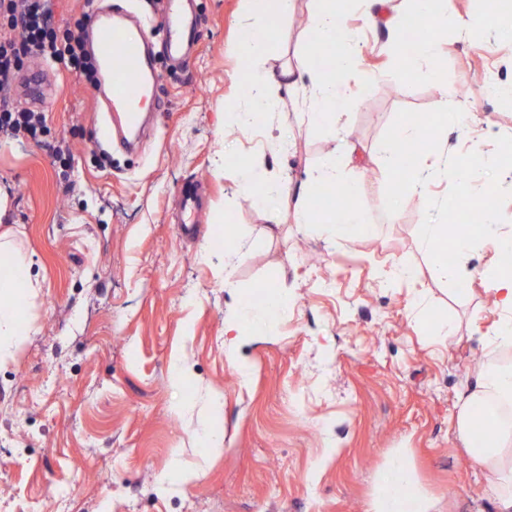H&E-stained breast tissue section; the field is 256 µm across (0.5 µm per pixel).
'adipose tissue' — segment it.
<instances>
[{"label":"adipose tissue","instance_id":"1","mask_svg":"<svg viewBox=\"0 0 512 512\" xmlns=\"http://www.w3.org/2000/svg\"><path fill=\"white\" fill-rule=\"evenodd\" d=\"M255 24L248 27L241 39L239 53L250 61H260L271 46L264 28L267 20L282 16L291 8L290 0H246ZM351 0H315L314 52H327L325 65L311 70L310 92L316 105L309 113L311 123L334 126L336 111L331 104L337 99V89L344 77L359 70L361 48L353 31L344 24V15ZM251 105L238 113L241 124L254 123L259 113L275 111L281 101L279 82L254 73L249 83ZM330 185L338 188L344 203L331 210L325 221L329 235L341 240L365 236L372 231L365 215L355 207L358 186L355 181L342 180L335 162H328L302 184L301 194L311 186ZM453 241L460 260L449 263L435 254L433 248L444 241ZM494 242L497 255L512 256V234L499 230L492 210H485L478 233H449L447 225L426 224L421 229V242L434 257L431 267L441 280H457L467 272L463 257ZM0 265L9 270L8 279L0 281V359L8 358L20 347L31 325L23 318L28 299L36 292L28 259L17 253L6 234H0ZM492 292L500 311L495 326L483 336L486 360L475 374L471 385L461 391L456 404V425L460 438L473 459L496 476L494 505L496 512H512V365L500 362L499 354L512 350V271L501 265L480 272ZM289 304L286 293L272 291L261 301L245 305L238 321L228 323L227 332L241 335L248 331L257 335L274 332L280 312ZM483 413L492 433L484 442H475L473 425L476 413ZM432 499L416 484L410 462L403 452L390 456L378 476L377 489L369 512H433Z\"/></svg>","mask_w":512,"mask_h":512}]
</instances>
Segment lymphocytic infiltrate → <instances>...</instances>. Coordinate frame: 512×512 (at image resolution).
Segmentation results:
<instances>
[{"mask_svg":"<svg viewBox=\"0 0 512 512\" xmlns=\"http://www.w3.org/2000/svg\"><path fill=\"white\" fill-rule=\"evenodd\" d=\"M31 57L58 62L80 82L97 83L98 73L83 38L59 34L46 0H0V132L37 137L45 124L40 100L14 107L18 64Z\"/></svg>","mask_w":512,"mask_h":512,"instance_id":"1","label":"lymphocytic infiltrate"}]
</instances>
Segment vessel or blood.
I'll return each mask as SVG.
<instances>
[{"label":"vessel or blood","instance_id":"obj_1","mask_svg":"<svg viewBox=\"0 0 512 512\" xmlns=\"http://www.w3.org/2000/svg\"><path fill=\"white\" fill-rule=\"evenodd\" d=\"M184 0H166L163 27L169 59L183 63L185 49L193 29L183 16ZM89 26L98 66L105 84L100 91L103 114L113 136H126L141 124L142 114L136 103L147 100L155 87L149 46L141 22L131 19L116 4L88 5ZM206 191L202 185L181 194L176 212L178 223L192 227L198 221L201 201Z\"/></svg>","mask_w":512,"mask_h":512}]
</instances>
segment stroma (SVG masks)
Here are the masks:
<instances>
[{"label":"stroma","instance_id":"1","mask_svg":"<svg viewBox=\"0 0 512 512\" xmlns=\"http://www.w3.org/2000/svg\"><path fill=\"white\" fill-rule=\"evenodd\" d=\"M190 2L197 36L176 69L162 43L164 0H124L149 31L160 102L135 153L106 143L94 88L54 62L30 71L51 87L46 133L0 134V224L39 283L26 308L32 330L0 361V512H366L396 448L437 512H493L492 476L459 437L454 404L499 319L477 275L496 249L474 252L463 279L436 280L420 244L424 202L405 196L389 222L387 179L372 160L399 110L440 107L438 85L397 81L384 22L348 13L363 65L340 88L337 124L355 157L342 175L358 179L354 204L373 231L352 241L319 226L301 234L294 190L334 153V133L304 122L290 97L253 125L232 123L252 76L235 51L244 2ZM313 12L312 0H295L270 28L267 73L295 69L314 39ZM438 46L464 107L439 155L491 157L495 137L512 133V108L485 77L512 85V43L452 34ZM282 138L289 150L273 151ZM60 139L65 161L49 150ZM229 150L291 194L254 205L224 165ZM198 182L208 194L188 239L171 213ZM236 249L228 282L224 256ZM395 263L413 279L385 280ZM269 286L291 299L275 332L227 349L225 325ZM443 317L454 335H435ZM177 358L187 368L176 385ZM213 394L224 399V447L205 458L196 433Z\"/></svg>","mask_w":512,"mask_h":512}]
</instances>
